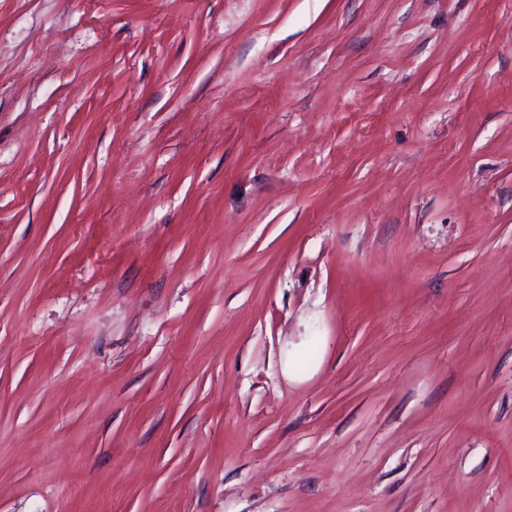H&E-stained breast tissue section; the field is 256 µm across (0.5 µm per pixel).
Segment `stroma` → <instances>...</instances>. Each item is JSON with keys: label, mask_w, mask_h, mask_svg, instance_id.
<instances>
[{"label": "stroma", "mask_w": 512, "mask_h": 512, "mask_svg": "<svg viewBox=\"0 0 512 512\" xmlns=\"http://www.w3.org/2000/svg\"><path fill=\"white\" fill-rule=\"evenodd\" d=\"M0 512H512V0H0Z\"/></svg>", "instance_id": "obj_1"}]
</instances>
